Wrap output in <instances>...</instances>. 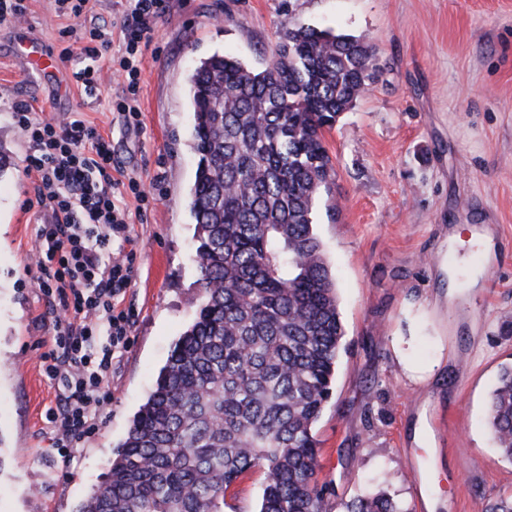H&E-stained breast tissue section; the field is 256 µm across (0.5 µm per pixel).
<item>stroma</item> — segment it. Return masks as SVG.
<instances>
[{"mask_svg":"<svg viewBox=\"0 0 512 512\" xmlns=\"http://www.w3.org/2000/svg\"><path fill=\"white\" fill-rule=\"evenodd\" d=\"M26 5L22 22L0 24V512H78L101 481L198 305L188 77L216 52L263 66L290 21L359 37L377 63L325 133L335 186L315 212L345 328L314 428L330 512L365 490L408 512H484L512 492V462L487 426L496 374L512 364V0H170L144 51L134 126L110 108L121 78L106 74L89 97L70 83L71 64L48 80L31 59L61 50L64 28L116 24L122 0H93L78 21L52 0ZM17 100L47 116L81 112L152 198L130 218L135 277L121 306L134 318L112 362V401L67 454L52 446L61 387L41 365L53 336L35 279L43 215L25 206L33 179ZM457 224L490 226L496 251L488 265L457 249L451 283L438 266ZM484 265V281L467 288Z\"/></svg>","mask_w":512,"mask_h":512,"instance_id":"1","label":"stroma"}]
</instances>
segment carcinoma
Returning a JSON list of instances; mask_svg holds the SVG:
<instances>
[{"mask_svg": "<svg viewBox=\"0 0 512 512\" xmlns=\"http://www.w3.org/2000/svg\"><path fill=\"white\" fill-rule=\"evenodd\" d=\"M376 72L360 38L286 23L255 69L215 53L189 77L198 155L189 209L200 305L78 512H224L258 468L259 512H327L314 434L345 336L313 228L336 171L324 141ZM488 424L512 459V366ZM343 512H408L385 492Z\"/></svg>", "mask_w": 512, "mask_h": 512, "instance_id": "carcinoma-1", "label": "carcinoma"}]
</instances>
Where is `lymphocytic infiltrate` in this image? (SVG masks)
Masks as SVG:
<instances>
[{"label":"lymphocytic infiltrate","mask_w":512,"mask_h":512,"mask_svg":"<svg viewBox=\"0 0 512 512\" xmlns=\"http://www.w3.org/2000/svg\"><path fill=\"white\" fill-rule=\"evenodd\" d=\"M169 9V0H127L118 31L94 25L69 44L63 60L79 58L72 79L87 96L104 82L101 61L120 39L122 49L113 61L124 78L122 95L114 101L126 123L136 124L143 70V48L154 27ZM13 118L30 145L26 169L33 174V195L48 211L50 223L36 235L37 280L54 318V346L43 355L45 374L63 387L61 405L52 413L57 427L55 446L64 453L76 447L94 426L109 394L103 383L112 362L126 347L131 311L119 298L134 278V255H112V241L129 235V212L123 193L147 200L136 177L120 181L112 174V145L81 113L67 118H41L25 102L14 106Z\"/></svg>","instance_id":"lymphocytic-infiltrate-1"}]
</instances>
